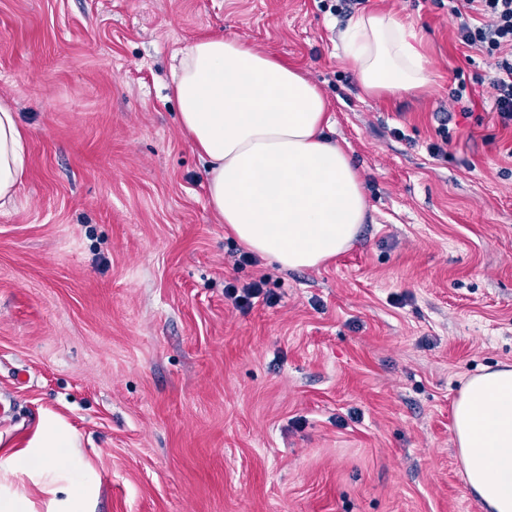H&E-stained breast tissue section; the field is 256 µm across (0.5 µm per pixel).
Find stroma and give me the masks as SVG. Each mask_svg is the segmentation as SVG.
<instances>
[{
    "label": "stroma",
    "mask_w": 512,
    "mask_h": 512,
    "mask_svg": "<svg viewBox=\"0 0 512 512\" xmlns=\"http://www.w3.org/2000/svg\"><path fill=\"white\" fill-rule=\"evenodd\" d=\"M335 3L0 0V100L27 132L0 208L1 500L54 512L78 478L69 512H481L452 405L512 364V131L446 0ZM371 11L413 26L427 90L364 96L337 34ZM212 33L299 66L364 174L367 221L321 266H236L207 205L171 84ZM263 274L273 305L225 302ZM54 421L71 445L39 479Z\"/></svg>",
    "instance_id": "35a3bbf8"
}]
</instances>
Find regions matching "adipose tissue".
Segmentation results:
<instances>
[{"instance_id": "adipose-tissue-1", "label": "adipose tissue", "mask_w": 512, "mask_h": 512, "mask_svg": "<svg viewBox=\"0 0 512 512\" xmlns=\"http://www.w3.org/2000/svg\"><path fill=\"white\" fill-rule=\"evenodd\" d=\"M366 95L429 88L412 27L382 12L340 32ZM178 122L204 163L207 204L248 249L288 269L348 249L367 217L364 180L325 133L328 102L303 72L237 37L194 42L173 73ZM26 131L0 101V206L27 165ZM466 482L482 512H512V365L471 377L453 405Z\"/></svg>"}]
</instances>
